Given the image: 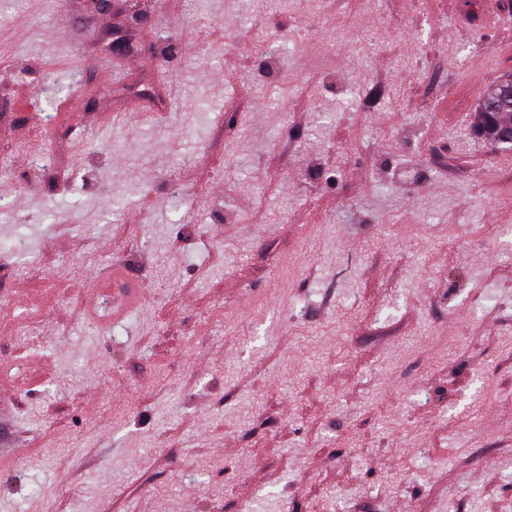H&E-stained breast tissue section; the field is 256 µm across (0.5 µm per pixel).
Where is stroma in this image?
<instances>
[{
  "instance_id": "1",
  "label": "stroma",
  "mask_w": 512,
  "mask_h": 512,
  "mask_svg": "<svg viewBox=\"0 0 512 512\" xmlns=\"http://www.w3.org/2000/svg\"><path fill=\"white\" fill-rule=\"evenodd\" d=\"M511 44L460 0H0V512H512V147L460 79ZM115 287L116 305L112 307V313L121 314L126 308L133 307L138 301V287L128 281L125 271L120 266H114L103 277H94L90 280L91 288H100L102 284Z\"/></svg>"
}]
</instances>
